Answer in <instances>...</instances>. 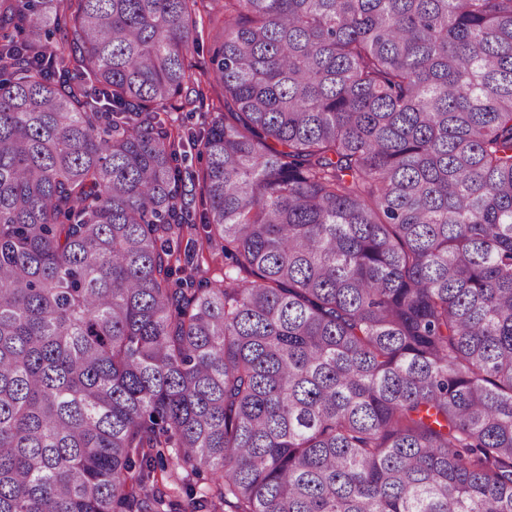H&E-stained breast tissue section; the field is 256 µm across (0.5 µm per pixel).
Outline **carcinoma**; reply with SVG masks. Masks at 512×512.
Masks as SVG:
<instances>
[{
	"mask_svg": "<svg viewBox=\"0 0 512 512\" xmlns=\"http://www.w3.org/2000/svg\"><path fill=\"white\" fill-rule=\"evenodd\" d=\"M203 3L0 0V512H512V0ZM195 227L200 226L188 224V227L185 226L180 233L178 253L181 257V265L186 264L187 272L190 273L191 265H187L186 260L195 253H199V256L202 253V268L208 271L205 277L211 282H220L224 279V253L221 245L208 249L205 241L201 240L200 234L194 229Z\"/></svg>",
	"mask_w": 512,
	"mask_h": 512,
	"instance_id": "carcinoma-1",
	"label": "carcinoma"
}]
</instances>
